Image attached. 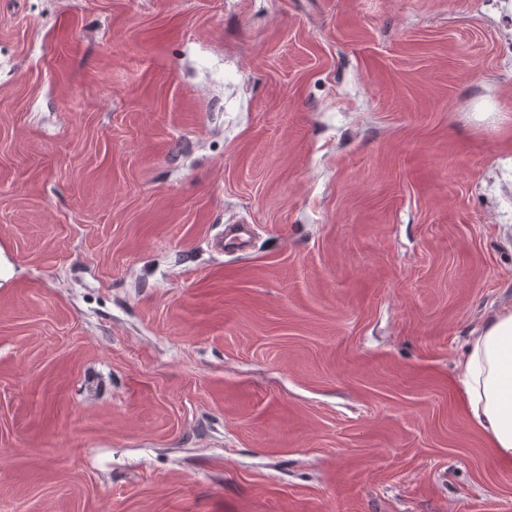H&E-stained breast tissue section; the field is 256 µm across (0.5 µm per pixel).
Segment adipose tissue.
<instances>
[{"label":"adipose tissue","mask_w":512,"mask_h":512,"mask_svg":"<svg viewBox=\"0 0 512 512\" xmlns=\"http://www.w3.org/2000/svg\"><path fill=\"white\" fill-rule=\"evenodd\" d=\"M462 373L471 421L501 456L512 458V310L474 329Z\"/></svg>","instance_id":"1"}]
</instances>
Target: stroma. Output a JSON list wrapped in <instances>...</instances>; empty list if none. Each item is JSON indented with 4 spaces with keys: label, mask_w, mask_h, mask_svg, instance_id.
<instances>
[{
    "label": "stroma",
    "mask_w": 512,
    "mask_h": 512,
    "mask_svg": "<svg viewBox=\"0 0 512 512\" xmlns=\"http://www.w3.org/2000/svg\"><path fill=\"white\" fill-rule=\"evenodd\" d=\"M0 266V512H512V0H0ZM462 373L471 421L502 457L512 458V310L473 330Z\"/></svg>",
    "instance_id": "1"
}]
</instances>
